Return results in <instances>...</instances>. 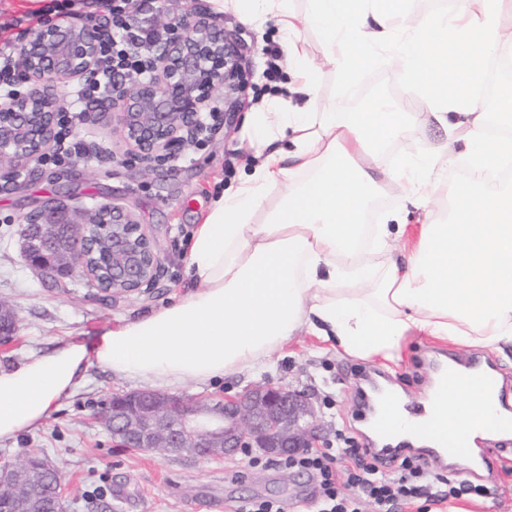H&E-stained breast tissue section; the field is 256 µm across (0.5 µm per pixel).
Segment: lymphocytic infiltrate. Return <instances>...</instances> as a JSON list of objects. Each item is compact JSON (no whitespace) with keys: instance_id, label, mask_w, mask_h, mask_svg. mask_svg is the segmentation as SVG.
<instances>
[{"instance_id":"f902f5d3","label":"lymphocytic infiltrate","mask_w":512,"mask_h":512,"mask_svg":"<svg viewBox=\"0 0 512 512\" xmlns=\"http://www.w3.org/2000/svg\"><path fill=\"white\" fill-rule=\"evenodd\" d=\"M100 9L109 13L112 27L101 41L104 67L76 92V101L83 106L99 104L116 79L147 77L148 56L163 39L162 32L143 24L142 9L132 0H60L54 7L59 15L82 10L90 18ZM381 464L379 453L344 437L337 446L310 448L275 462L280 469L306 473L314 481L318 512H359L363 500L373 505L374 512H393L408 501L421 499L439 505L483 491L482 486L469 483L451 485L447 476L431 472L426 461L416 455L402 456L399 474L392 479L379 477Z\"/></svg>"}]
</instances>
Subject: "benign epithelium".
Returning a JSON list of instances; mask_svg holds the SVG:
<instances>
[{
    "instance_id": "1",
    "label": "benign epithelium",
    "mask_w": 512,
    "mask_h": 512,
    "mask_svg": "<svg viewBox=\"0 0 512 512\" xmlns=\"http://www.w3.org/2000/svg\"><path fill=\"white\" fill-rule=\"evenodd\" d=\"M160 66L146 79H123L99 112L115 122L129 153L150 168L209 136L203 113L215 112L213 95L224 91V117L239 110L246 71L236 38L204 14H188L167 41L157 45ZM24 90L0 95V170L18 176L56 142V120L64 107L59 85L82 81L103 65L96 27L62 18L26 35L14 49ZM60 192L53 204L22 218L20 250L42 280L57 285L80 273L105 294L143 293L162 267L147 228L114 201L76 210ZM12 308L0 301V341L15 331ZM112 435L140 449L185 448L197 456H232L260 448L287 457L318 447L312 397L270 382L255 383L222 401L187 403L156 391L123 395L105 411ZM49 466L26 457L0 465V496L24 512H40L31 498Z\"/></svg>"
}]
</instances>
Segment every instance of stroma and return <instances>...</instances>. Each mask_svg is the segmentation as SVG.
Masks as SVG:
<instances>
[{"instance_id": "35a3bbf8", "label": "stroma", "mask_w": 512, "mask_h": 512, "mask_svg": "<svg viewBox=\"0 0 512 512\" xmlns=\"http://www.w3.org/2000/svg\"><path fill=\"white\" fill-rule=\"evenodd\" d=\"M191 12L224 24L241 45L250 78L234 122L216 124L210 139L147 170L128 155L108 120L86 113L78 137L94 158L92 167L83 169L68 161L38 162L20 178L0 179V300L17 316L13 339L0 345L1 366L45 352L59 340H91L96 331L118 318L138 317L186 293L191 235L223 190L237 186L249 174L254 165L248 140L250 116L283 93L289 80L287 57L274 61L269 56L270 49L284 46L275 21L261 25L243 21L233 10L217 12L213 0H170L164 14L151 9L144 17L163 31ZM340 81L334 66L323 67L317 94L320 109L346 111L351 102L375 87L393 100L405 98L402 82L381 64L364 71L351 89H343ZM63 186L70 191V207L79 209L111 199L147 226L163 262L149 292L108 296L81 274L63 286L51 287L31 271L19 247L21 218L55 201ZM476 353L473 347L449 346L418 334L407 341L401 362L388 368L344 355L302 332L258 368L207 383H186L178 395L191 401L219 399L269 380L310 392L328 439L342 432L364 446L369 441L361 428L368 416L360 395L365 376L392 383L400 389L408 415L419 416L431 383L427 357L445 354L464 362ZM142 388L139 381L91 367L85 381L42 428L0 443V463L16 461L32 451L59 464L66 512H112L114 495L121 489L127 492L123 512H247L259 498L281 501L287 512H316L314 486L304 473L257 470L243 454L161 457L121 446L102 425L99 412L113 395ZM453 477L485 490L481 496L454 500L461 512H512V458L499 462L488 480L467 469L454 472Z\"/></svg>"}]
</instances>
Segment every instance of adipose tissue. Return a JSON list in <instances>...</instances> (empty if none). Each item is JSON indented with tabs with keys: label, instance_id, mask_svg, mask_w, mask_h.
I'll list each match as a JSON object with an SVG mask.
<instances>
[{
	"label": "adipose tissue",
	"instance_id": "adipose-tissue-1",
	"mask_svg": "<svg viewBox=\"0 0 512 512\" xmlns=\"http://www.w3.org/2000/svg\"><path fill=\"white\" fill-rule=\"evenodd\" d=\"M215 2L252 23L275 17L286 42L292 79L253 115L257 163L197 225L190 292L116 319L92 342L68 339L0 367V442L40 429L93 366L173 390L255 369L302 331L391 363L416 333L512 347V182L489 178L512 163V81L495 86L492 108L478 94L486 61L512 56V0H457L414 23L404 19L406 0H308L302 13L288 0ZM308 27L320 36L317 60L300 38ZM378 60L398 73L413 111L382 98L342 115L315 110L322 65L349 83ZM415 112L441 141L383 165L382 148ZM458 167L468 180L450 181ZM390 188L421 209L448 189L447 221L409 236L388 208ZM373 205L382 223H366ZM487 401L475 383L463 392L431 384L424 415L407 419L399 437L432 446L453 424L487 438Z\"/></svg>",
	"mask_w": 512,
	"mask_h": 512
}]
</instances>
